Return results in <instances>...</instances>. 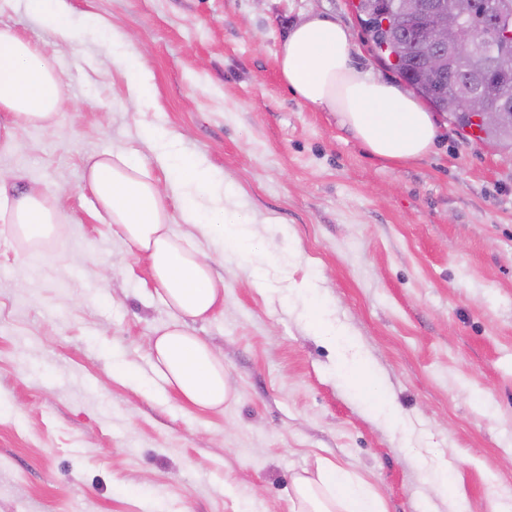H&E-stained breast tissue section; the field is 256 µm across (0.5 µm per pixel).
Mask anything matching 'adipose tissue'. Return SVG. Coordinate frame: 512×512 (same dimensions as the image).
<instances>
[{
	"label": "adipose tissue",
	"mask_w": 512,
	"mask_h": 512,
	"mask_svg": "<svg viewBox=\"0 0 512 512\" xmlns=\"http://www.w3.org/2000/svg\"><path fill=\"white\" fill-rule=\"evenodd\" d=\"M30 13L63 45L75 35L66 22L64 0H25ZM114 59L126 73L129 101L139 105L151 95L140 55L129 34L116 33ZM348 30L319 13L295 25L281 43L277 62L282 80L304 104L334 113L338 126L374 157L406 161L433 146L437 126L427 110L397 86L353 66ZM63 94V80L31 40L0 27V144H11L31 126L50 128ZM157 162L170 173L169 188L151 177L137 152L120 148L99 155L85 180L111 224L148 262L170 319L158 329L152 362L168 388L199 410L223 409L233 388L224 358L196 336L191 322L206 320L224 308V287L211 262L171 229L173 220L198 225L225 244L248 250L242 224L229 218L223 199L236 196L232 182L217 179L204 161L177 151L173 134L148 131ZM0 213L27 240L47 238L62 213L56 200L36 191L13 194L9 177L0 175ZM293 512H383L378 494L336 464L319 461L313 476L293 482Z\"/></svg>",
	"instance_id": "obj_1"
}]
</instances>
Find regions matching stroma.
Listing matches in <instances>:
<instances>
[{
  "label": "stroma",
  "mask_w": 512,
  "mask_h": 512,
  "mask_svg": "<svg viewBox=\"0 0 512 512\" xmlns=\"http://www.w3.org/2000/svg\"><path fill=\"white\" fill-rule=\"evenodd\" d=\"M354 2L67 0L66 47L23 0H0V26L65 84L53 126L0 149V172L66 212L38 244L0 219V512H291L293 475L320 458L384 512L512 508V148L440 115L429 152L383 161L298 101L276 53L313 9L348 30L357 66L401 85ZM116 31L135 35L153 88L138 108ZM148 126L237 186L229 211L264 262L260 288L249 256L172 226L224 281L223 313L193 325L224 355L220 411L155 373L168 310L85 185L88 157L119 146L166 182ZM316 300L337 339L311 329ZM354 351L370 386L343 367Z\"/></svg>",
  "instance_id": "1"
}]
</instances>
